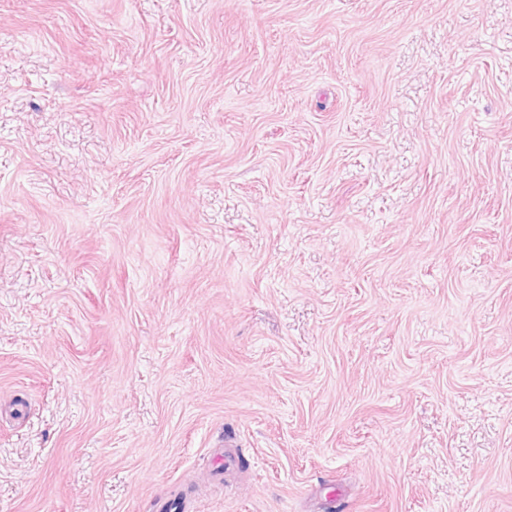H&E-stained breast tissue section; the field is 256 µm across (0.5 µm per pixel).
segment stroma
Masks as SVG:
<instances>
[{
	"mask_svg": "<svg viewBox=\"0 0 512 512\" xmlns=\"http://www.w3.org/2000/svg\"><path fill=\"white\" fill-rule=\"evenodd\" d=\"M184 494L512 512V0H0V512Z\"/></svg>",
	"mask_w": 512,
	"mask_h": 512,
	"instance_id": "35a3bbf8",
	"label": "stroma"
}]
</instances>
